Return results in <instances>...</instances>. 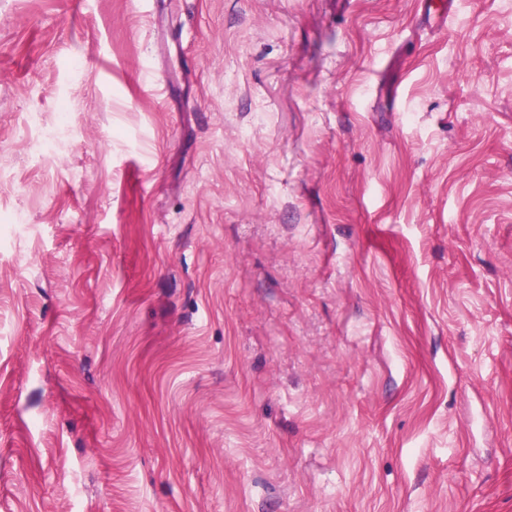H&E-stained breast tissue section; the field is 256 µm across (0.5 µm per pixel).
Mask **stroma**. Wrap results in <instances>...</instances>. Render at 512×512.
<instances>
[{
    "label": "stroma",
    "instance_id": "35a3bbf8",
    "mask_svg": "<svg viewBox=\"0 0 512 512\" xmlns=\"http://www.w3.org/2000/svg\"><path fill=\"white\" fill-rule=\"evenodd\" d=\"M0 512H512V0H0Z\"/></svg>",
    "mask_w": 512,
    "mask_h": 512
}]
</instances>
